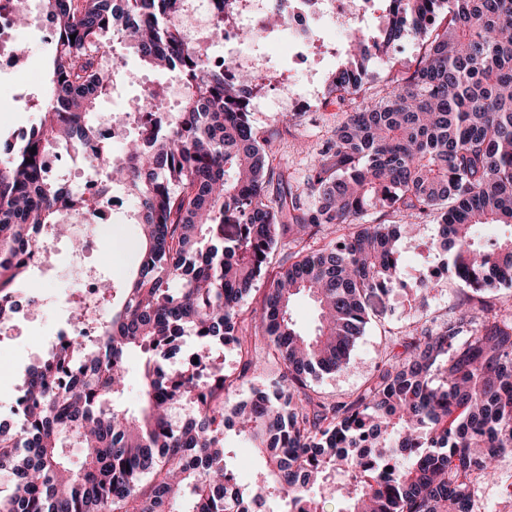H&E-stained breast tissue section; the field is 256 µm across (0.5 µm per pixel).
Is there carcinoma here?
I'll use <instances>...</instances> for the list:
<instances>
[{"instance_id":"1","label":"carcinoma","mask_w":512,"mask_h":512,"mask_svg":"<svg viewBox=\"0 0 512 512\" xmlns=\"http://www.w3.org/2000/svg\"><path fill=\"white\" fill-rule=\"evenodd\" d=\"M399 2H384L378 33L355 37L328 95H360L370 63L393 64L406 31L422 54L384 99L341 114L311 165L309 204L249 120L255 75L227 81L176 23L187 0H42L58 34L43 91L22 97L39 115L0 156V314L25 277L8 255L29 226L58 228L68 207L44 155L94 137L96 107L122 79L104 60L129 49L188 91L176 120L157 113L108 165L137 200L139 269L100 346L73 334L26 370L19 423L0 420V512H324L334 497L339 512H476L479 483L512 454V307L498 297L512 288V234L477 235L512 228V0ZM233 7L217 0L211 39ZM376 208L399 223H367ZM421 216L438 222L434 244L464 299L450 319L424 311L390 337L401 351L347 400L313 398L309 381L349 368L374 300L397 288V242ZM302 293L317 306L312 334L292 314ZM259 335L266 373L253 360ZM188 336L235 346L239 374L164 370L158 359ZM132 349L146 354L136 411L121 403ZM249 379L262 384L231 401ZM228 429L265 458L249 494L226 492ZM67 440L83 450L77 465Z\"/></svg>"}]
</instances>
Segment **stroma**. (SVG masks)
Returning <instances> with one entry per match:
<instances>
[{
	"label": "stroma",
	"mask_w": 512,
	"mask_h": 512,
	"mask_svg": "<svg viewBox=\"0 0 512 512\" xmlns=\"http://www.w3.org/2000/svg\"><path fill=\"white\" fill-rule=\"evenodd\" d=\"M16 37L28 47L26 60L19 72L0 74V81L22 95L37 93L46 79V41L42 33L28 27L18 30ZM273 97V90L267 86L253 92L251 121L270 138L273 152L287 162L297 184H305L311 158L331 137L337 113L352 111L353 105L348 101L340 105L329 103L320 94L312 100L310 109L282 116L273 110ZM437 231L435 220L427 218L417 237L402 240L400 278L404 285L388 297L387 317L367 325L353 349L349 369L312 380L311 394L329 402L342 401L373 375L384 356L386 337L405 330L414 319L415 309L406 301L407 286L415 285L420 272L442 264L446 258L433 245ZM138 237L139 227L133 219L125 213L115 214L111 223L97 229L90 249L83 254L84 261L116 287H124L139 265ZM67 318L66 309L44 308L22 335L0 341V363L9 369L7 378L0 380V405L10 404L17 395L24 371L33 362L34 342L64 327ZM224 448L226 465L237 474L240 489L251 491L256 474L263 468L262 458L232 431L224 434ZM511 483L512 455L507 454L501 457L494 476L482 484L478 512H512V504L503 495L504 487Z\"/></svg>",
	"instance_id": "35a3bbf8"
}]
</instances>
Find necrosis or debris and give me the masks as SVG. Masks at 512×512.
<instances>
[{"mask_svg": "<svg viewBox=\"0 0 512 512\" xmlns=\"http://www.w3.org/2000/svg\"><path fill=\"white\" fill-rule=\"evenodd\" d=\"M268 0H237L234 14L224 23V40L237 42L241 30L252 33L253 43H261L275 38L288 43L296 50L299 71L306 73L308 80L317 76L316 64L308 57V49L319 45L321 50L340 51L349 39L364 28L367 15L376 13V0H280L282 23L272 28L266 23ZM214 63L222 65L227 78H234L240 71L252 72L258 83L273 85L277 90V110L280 113L296 111L302 101L300 88L293 74L278 73L270 70L263 58L251 53L238 51L227 56L217 55ZM123 129L111 125L108 118H101L99 134L81 151L57 149L50 151L44 161L47 172L63 174L62 186L69 195V208L63 219L72 229L84 225H102L110 223L114 212L125 210L127 198L120 190H113L109 206H99L105 177L96 170V160L105 158L108 144L119 137ZM29 237L36 246L28 250L18 248L16 257L33 276H54L56 271L55 248L59 238L46 225L31 227ZM99 278L88 273L78 282L77 295L62 294L56 296L58 305L73 307L87 305L94 307L99 317L104 316L105 308L98 295ZM97 321L62 328L60 336L79 332L89 343L100 339V325ZM42 339L38 347L51 351L60 344L59 338Z\"/></svg>", "mask_w": 512, "mask_h": 512, "instance_id": "necrosis-or-debris-1", "label": "necrosis or debris"}]
</instances>
